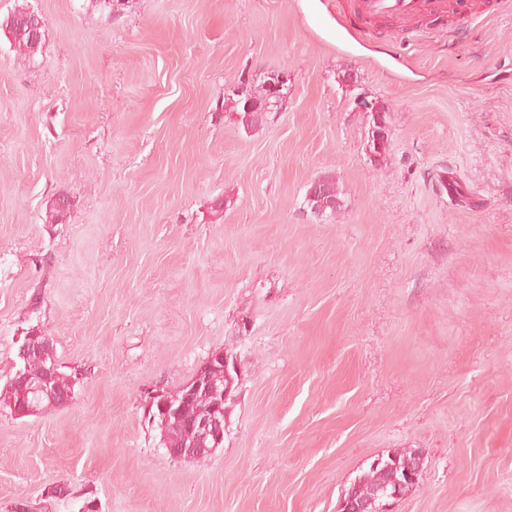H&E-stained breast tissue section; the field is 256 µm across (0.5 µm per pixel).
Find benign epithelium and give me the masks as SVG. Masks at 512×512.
Here are the masks:
<instances>
[{
	"label": "benign epithelium",
	"mask_w": 512,
	"mask_h": 512,
	"mask_svg": "<svg viewBox=\"0 0 512 512\" xmlns=\"http://www.w3.org/2000/svg\"><path fill=\"white\" fill-rule=\"evenodd\" d=\"M292 81V75L281 71L272 75L268 82L269 96L279 100L283 97V89ZM51 342V339L38 330L30 332L26 341L21 345L19 358L28 361L38 355ZM236 369L235 362L224 352L212 354L195 371L192 379L184 386L183 399L187 400L198 394L206 396L209 400L207 409L193 422L195 430L194 448L186 450L168 445V453L178 459H201L213 454L224 442V421L227 415L226 404L231 399L232 375L230 370ZM224 372V377H216V372ZM58 375V365L50 364L44 368L38 381L33 382L25 369H19L14 382L25 387L28 391H41L49 399V404L65 406L70 403L71 396L61 397L54 391L53 382ZM177 397L169 396V392L157 389L149 392L146 403V411L151 416H160L163 424L169 422L181 424L182 404L176 403Z\"/></svg>",
	"instance_id": "1"
}]
</instances>
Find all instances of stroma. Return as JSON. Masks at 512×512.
Segmentation results:
<instances>
[{
    "label": "stroma",
    "mask_w": 512,
    "mask_h": 512,
    "mask_svg": "<svg viewBox=\"0 0 512 512\" xmlns=\"http://www.w3.org/2000/svg\"><path fill=\"white\" fill-rule=\"evenodd\" d=\"M469 3L406 26L350 0H0L45 22L31 58L0 31V388L34 330L75 380L0 408V512H337L410 449L394 512H512V7ZM277 71L282 111L244 129L225 96ZM348 72L390 109L380 162ZM324 174L344 205L318 219ZM218 351L224 446L173 458L146 395ZM316 180H319V181L323 182L327 186V189L329 191V195H328L329 197L326 198L327 203L330 201V199H339V200L342 201L341 190H340L337 182L334 181V177L332 175H323V176H320L319 178H317ZM311 185H310V187H311ZM327 189H326L325 185H323L320 182L316 181V182L313 183V185L310 188V190H308L309 194L307 192L308 198L311 201H316L317 202V204H315L310 209L311 213L314 214L317 217L322 216V212L319 210V207H320L319 204L321 203L322 199L327 195V193H328ZM308 198L306 200L307 203H309ZM342 207H343V201H342V204L340 206L336 207V209H332L329 205H327L326 212H325L324 215L326 217H331L333 215H336V213L341 211Z\"/></svg>",
    "instance_id": "35a3bbf8"
}]
</instances>
